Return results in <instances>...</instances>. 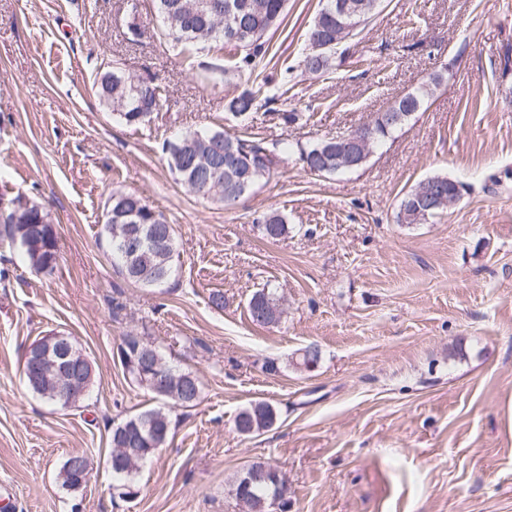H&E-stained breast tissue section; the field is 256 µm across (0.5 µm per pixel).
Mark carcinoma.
Returning a JSON list of instances; mask_svg holds the SVG:
<instances>
[{
	"label": "carcinoma",
	"mask_w": 512,
	"mask_h": 512,
	"mask_svg": "<svg viewBox=\"0 0 512 512\" xmlns=\"http://www.w3.org/2000/svg\"><path fill=\"white\" fill-rule=\"evenodd\" d=\"M200 3H214L216 10L208 13H190L183 8L182 0H154V12L161 22V35L185 58H191L212 42H221L235 50V53L205 69L201 80L216 85L224 80L228 72L235 73L244 81L245 87L228 98L224 111L233 119H243L259 109L262 101L272 98L264 96L266 82L259 81L255 74L256 60L268 52V36L277 31L286 18L287 0H198ZM355 8L352 18L360 33L379 7V0H351ZM343 19L339 16L337 0H324L306 34V49L298 62L304 74L321 77L333 67V59L342 43L336 42V34L342 30ZM439 76L430 75L415 90L396 99L385 110L376 113L370 129L373 143L377 144L396 129L389 123L392 114H413L420 110L431 87ZM96 93L103 108L115 112L126 124L132 126L151 122L154 113L160 110L161 87L152 80L132 83L122 76L115 67L99 74ZM200 146L210 157V164L224 173V188L213 201L231 209L246 194L260 183L267 182L280 173L288 161L290 147L281 142L275 147L248 132L229 135L221 130L201 133ZM170 171L181 183L204 181L205 171L193 164L181 149V141H167L163 144ZM351 144L345 134L322 139L299 150V160L312 174L336 175L350 171L346 161L350 157ZM433 193L428 206L418 200V188H413L402 199L396 218L400 224H421L431 217L448 211V203H456L462 196L463 184L445 175L428 178ZM48 221L47 213L36 202L26 200V210L21 213L17 224L11 229L0 231V239L9 243L22 244L25 234L22 225L34 224L36 219ZM128 224H140L144 229L156 227L158 234L175 241L173 225L155 211L146 200L134 192H115L109 199L105 215L104 232L118 261L120 272L131 282L147 287H157L170 278L173 263L157 252L153 243L144 246L135 258V274L128 271V262L122 254L123 233ZM263 235L276 240L288 231L284 216L272 211L258 220ZM284 310L276 291L267 288L255 292L249 301V315L253 323L274 326L281 323ZM160 360V374L164 382L155 386L150 381L126 373L140 388L152 394L153 398L168 406V409L152 408L133 414L118 423L124 433L125 452L112 457L113 490L118 496L127 498L138 494L135 476L140 468L156 451L164 447L171 432L170 410L191 406L193 394H201L200 382L191 385L180 380L188 375L166 358L161 349H156ZM277 412L265 401H255L244 408L236 417V430L242 435H254L268 430L275 423ZM248 469L261 474L251 482L240 475L234 485V496L244 512H265L273 501H278L281 512L288 509V487L286 481L274 468L264 462H254Z\"/></svg>",
	"instance_id": "1"
}]
</instances>
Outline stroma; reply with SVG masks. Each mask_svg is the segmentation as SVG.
Returning <instances> with one entry per match:
<instances>
[{"mask_svg": "<svg viewBox=\"0 0 512 512\" xmlns=\"http://www.w3.org/2000/svg\"><path fill=\"white\" fill-rule=\"evenodd\" d=\"M319 0H288L258 70L277 91L296 64ZM139 23L143 36L125 32ZM512 0H382L360 41L324 76L294 72L277 113L248 127L268 143L307 145L368 123L430 74L422 109L344 175L307 172L289 155L280 174L232 209L176 181L164 141L230 130L216 86L159 36L151 0H0V189L39 203L60 257L34 273L0 246V512H240L234 477L255 461L281 471L288 512H512ZM154 80L163 106L131 127L100 105L104 66ZM300 112L287 124L285 112ZM445 174L458 203L421 224L396 219L404 195ZM141 195L175 229V275L145 288L113 267L104 233L113 192ZM285 216L269 240L257 217ZM283 297L279 326L248 301ZM224 295L223 308L209 300ZM73 336L95 382L82 407L28 390L21 366L49 332ZM135 331L192 372L194 406L172 416L167 444L114 496L112 427L157 402L124 373L117 350ZM316 346L318 368L298 369ZM274 360L278 369L266 371ZM265 401L275 424L251 436L235 419ZM92 461L88 485L64 488V461ZM248 310L252 322L261 326L280 324L284 314L280 298L270 288L255 292L249 301Z\"/></svg>", "mask_w": 512, "mask_h": 512, "instance_id": "obj_1", "label": "stroma"}]
</instances>
